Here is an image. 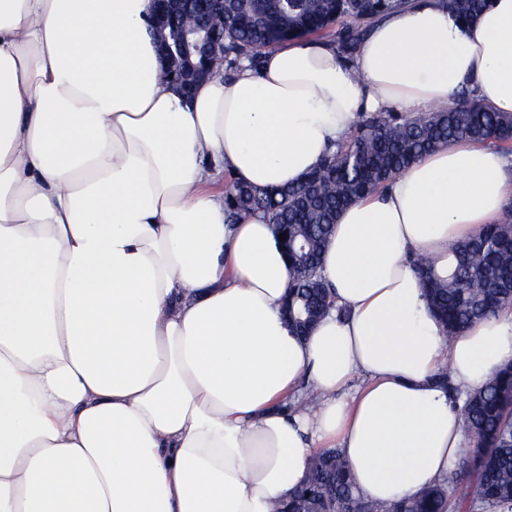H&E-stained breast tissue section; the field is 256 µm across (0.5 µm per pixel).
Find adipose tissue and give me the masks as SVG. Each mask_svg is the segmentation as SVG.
I'll return each instance as SVG.
<instances>
[{
    "label": "adipose tissue",
    "mask_w": 512,
    "mask_h": 512,
    "mask_svg": "<svg viewBox=\"0 0 512 512\" xmlns=\"http://www.w3.org/2000/svg\"><path fill=\"white\" fill-rule=\"evenodd\" d=\"M151 0H0V512H272L337 449L381 507L457 466L459 398L512 362V311L449 337L414 260L512 202V162L452 143L340 215L321 275L349 317L298 337L268 219L225 175L300 182L364 113L472 92L512 113V0L372 20L351 59L296 40L191 95ZM491 2L492 0H446L448 11L465 24L475 21Z\"/></svg>",
    "instance_id": "ef3b65f1"
}]
</instances>
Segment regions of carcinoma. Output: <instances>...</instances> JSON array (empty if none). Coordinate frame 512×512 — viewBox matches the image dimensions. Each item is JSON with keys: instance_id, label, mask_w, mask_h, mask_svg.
I'll return each mask as SVG.
<instances>
[{"instance_id": "cac0c4a2", "label": "carcinoma", "mask_w": 512, "mask_h": 512, "mask_svg": "<svg viewBox=\"0 0 512 512\" xmlns=\"http://www.w3.org/2000/svg\"><path fill=\"white\" fill-rule=\"evenodd\" d=\"M491 2L446 0L448 11L465 24L475 21ZM402 4L403 0H235L224 7V14L207 22L224 42L223 55L209 61V70L218 74L243 57L255 63L265 49L333 26L331 41L349 58L365 34L362 23ZM457 139L494 146L509 158L512 114L484 107L471 93L417 117L363 114L348 139L295 185L258 193L227 179L224 196L230 218L242 211L262 212L271 223L288 225V233L297 235L304 247L297 252L299 259H289L294 275L288 299L295 324L305 321L313 299L329 295L310 261L321 258L338 213L382 188L421 155ZM417 270L432 312L453 336L512 307V207L498 222L483 225L456 247L448 277L437 276L426 260ZM462 415L470 448L459 462L460 474L393 504L389 512H512V362L467 396ZM307 479L324 486L338 510L379 512L375 503L355 491L350 467L335 449L312 458ZM308 493L307 489L286 503L278 502L276 512H327L326 505L307 498Z\"/></svg>"}]
</instances>
